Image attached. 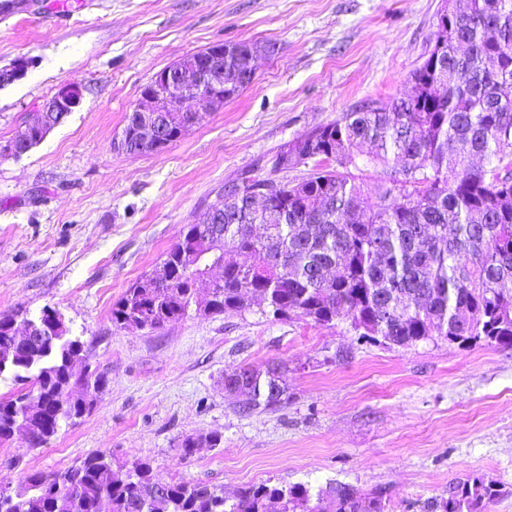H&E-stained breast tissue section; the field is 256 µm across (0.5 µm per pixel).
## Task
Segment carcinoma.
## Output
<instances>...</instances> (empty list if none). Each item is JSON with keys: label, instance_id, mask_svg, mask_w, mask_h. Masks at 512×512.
<instances>
[{"label": "carcinoma", "instance_id": "cac0c4a2", "mask_svg": "<svg viewBox=\"0 0 512 512\" xmlns=\"http://www.w3.org/2000/svg\"><path fill=\"white\" fill-rule=\"evenodd\" d=\"M450 24L433 32L406 98L375 109L365 101L309 131L322 154L314 168L258 209L223 198L224 220L210 225L209 238L185 225L164 253L168 272L140 276L112 305V324L142 318L158 329L193 306L205 315L242 313L260 298L276 319L328 325L341 317L390 347L446 340L512 348V0H468ZM491 24L495 42L482 36ZM244 48L275 51L224 45L218 60L231 98L250 84ZM165 116L172 142L195 120L192 112ZM367 169L376 174L370 193L357 176ZM256 224L264 226L260 236ZM215 246L237 256L224 260L219 283L183 272L182 252ZM31 321L21 312L0 316V355L14 352L0 375L22 385L0 397V445L16 438L35 449L90 408L71 389L83 342L68 335L17 342L15 325ZM244 371L239 412L288 406L285 365ZM501 494L497 480L470 477L436 508L487 512ZM275 502L281 512H361L362 495L340 483L315 492L259 484L228 498L207 484L162 480L146 459L116 465L103 453L0 490V512H270Z\"/></svg>", "mask_w": 512, "mask_h": 512}]
</instances>
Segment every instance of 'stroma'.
Wrapping results in <instances>:
<instances>
[{
	"label": "stroma",
	"instance_id": "1",
	"mask_svg": "<svg viewBox=\"0 0 512 512\" xmlns=\"http://www.w3.org/2000/svg\"><path fill=\"white\" fill-rule=\"evenodd\" d=\"M443 0H43L0 15V142L58 88L82 100L20 158L0 157V315L58 309L107 377L96 407L44 447L0 446V488L95 453L149 460L163 480L233 495L261 483L384 493V512H431L450 484L487 475L512 512V348L445 341L410 349L360 338L349 322L195 313L158 330L118 328L112 305L158 269L224 183L279 175L287 144L369 99L408 92ZM274 45L252 83L166 148L119 153L125 117L157 73L217 44ZM288 368L286 409L244 415L224 393L238 366ZM219 446L185 458L184 437Z\"/></svg>",
	"mask_w": 512,
	"mask_h": 512
}]
</instances>
